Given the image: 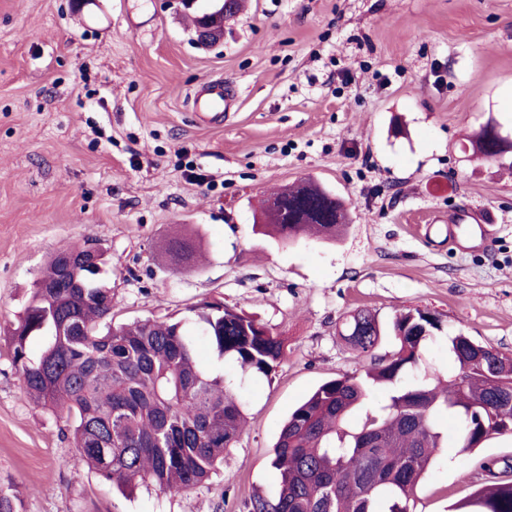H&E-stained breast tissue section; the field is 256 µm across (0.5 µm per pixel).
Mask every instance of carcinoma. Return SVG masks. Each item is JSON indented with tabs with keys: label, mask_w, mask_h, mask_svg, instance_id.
Segmentation results:
<instances>
[{
	"label": "carcinoma",
	"mask_w": 512,
	"mask_h": 512,
	"mask_svg": "<svg viewBox=\"0 0 512 512\" xmlns=\"http://www.w3.org/2000/svg\"><path fill=\"white\" fill-rule=\"evenodd\" d=\"M207 11L215 25L238 12ZM491 158L496 139L484 126L471 142ZM263 205L255 228L282 244L308 235L334 240L349 215L344 201L312 179L284 186ZM167 252L189 258L192 244L174 238ZM105 251L71 247L56 252L36 281L17 324L6 329L12 363L26 395L72 421L75 452L61 465L86 466L119 487L152 486L179 494L207 483L220 470L245 426L228 359L242 371L269 377L284 342L258 318L221 302L195 307L213 362L199 359L194 336L181 320L105 322L112 286ZM440 321L421 310L395 313L390 328L369 310L345 317L339 335L357 351L358 368L324 381L293 409L273 446L280 474L274 497L254 494L247 512H415L417 492L457 423L456 445L470 453L486 441L512 435V355L461 333L448 337L454 372L447 381L403 383L419 364ZM396 349L376 354L386 333ZM44 338L39 356L29 341ZM375 407L360 428L347 418ZM455 512H512V480L482 487Z\"/></svg>",
	"instance_id": "carcinoma-1"
}]
</instances>
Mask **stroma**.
<instances>
[{"instance_id": "stroma-1", "label": "stroma", "mask_w": 512, "mask_h": 512, "mask_svg": "<svg viewBox=\"0 0 512 512\" xmlns=\"http://www.w3.org/2000/svg\"><path fill=\"white\" fill-rule=\"evenodd\" d=\"M245 4L203 46L169 0L78 13L71 0H0V326L19 320L56 251L92 241L108 252L113 323L220 301L286 349L273 377L245 379L248 424L221 475L170 495L62 467L67 418L26 396L0 338V490L18 512H246L277 491L270 457L291 410L355 370L336 325L357 308L438 317L426 371L446 370L452 334L512 353V167L468 142L491 123L512 133V0ZM216 78L236 103L203 127L193 96ZM305 178L344 199L345 234L279 245L255 233L262 194ZM480 211L492 242H449L443 219ZM182 229L198 254L177 264L163 247ZM485 458L512 461V436L441 449L416 512L491 484Z\"/></svg>"}]
</instances>
